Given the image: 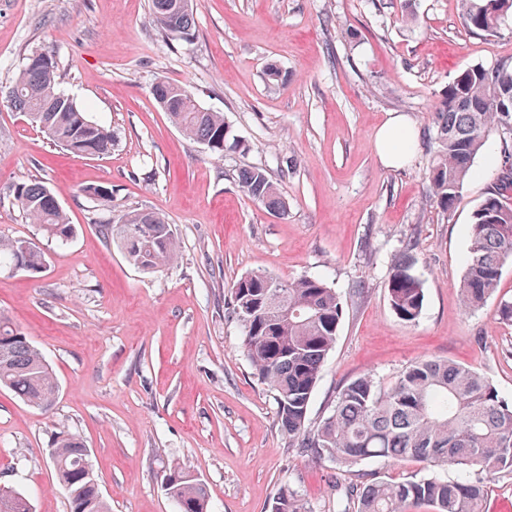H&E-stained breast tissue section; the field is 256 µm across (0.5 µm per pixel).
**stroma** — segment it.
Masks as SVG:
<instances>
[{
	"instance_id": "stroma-1",
	"label": "stroma",
	"mask_w": 512,
	"mask_h": 512,
	"mask_svg": "<svg viewBox=\"0 0 512 512\" xmlns=\"http://www.w3.org/2000/svg\"><path fill=\"white\" fill-rule=\"evenodd\" d=\"M192 7L191 36L171 41L150 23L149 0H0V89L29 55L50 51L59 89L114 136L108 155L75 156L0 97V237L27 240L48 260L34 275L0 268V315L42 350L59 383L47 412L0 388V488L27 494L32 512H68L49 465L63 431L90 448L112 512H175L163 484L174 462L205 483L211 512H270L286 485L314 512H339L337 482L421 475L412 462L342 472L289 447L230 314L231 287L251 272L322 274L346 303L309 425L328 415L342 384L369 372L387 387L425 357L474 368L512 402V322L498 316L512 301V262L474 313L456 290L499 135L448 213L428 199L432 147L415 145L400 169L375 149L391 114L406 115L416 134L433 132L439 96L460 71L512 61V19L485 37L463 25L459 0ZM271 66L281 72L275 85L265 79ZM160 81L223 113V155L171 122L151 93ZM248 167L265 169L286 213L243 195L238 174ZM34 180L74 226L66 245L14 201L16 186ZM134 210L160 213L176 233V256L160 271L130 264L99 231ZM410 239L425 292L413 324L397 318L387 291Z\"/></svg>"
}]
</instances>
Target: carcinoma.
<instances>
[{
  "label": "carcinoma",
  "mask_w": 512,
  "mask_h": 512,
  "mask_svg": "<svg viewBox=\"0 0 512 512\" xmlns=\"http://www.w3.org/2000/svg\"><path fill=\"white\" fill-rule=\"evenodd\" d=\"M150 0L149 20L169 40L192 35L193 10L177 16L166 4ZM461 19L473 34L494 36L512 0H460ZM168 111L189 139L215 143L210 151L223 155L224 114L201 108L185 88ZM15 109L37 115L53 129L54 144L76 154L103 156L112 149V134L88 119L73 98L61 92L55 63L36 65L27 57L15 82ZM512 124V62L472 66L448 83L434 115L435 159L429 170L430 200L451 212L467 181L475 175L474 160L493 132ZM242 192L272 211H285L277 185L262 168L238 175ZM15 202L30 223L66 243L74 228L52 191L40 181L15 190ZM105 238L116 242L127 260L153 272L173 260L177 242L170 224L155 212L132 211L114 224H100ZM415 244L407 242L394 260L387 284L390 306L397 317L413 323L424 307L423 281L414 273ZM512 260V150L503 149L496 176L474 211L467 259L458 284L462 310L481 308L495 292L502 268ZM46 255L25 240L0 238V267L29 274L46 266ZM232 317L242 329L241 348L253 375L273 395L276 418L289 445L300 453L327 460L338 469L382 460L413 461L430 467L458 468L460 479L432 472L403 481L381 479L346 488L351 512H404L411 501L426 502L434 512H480L486 481L512 475V403L503 399L485 376L446 359L424 358L406 366L388 388L371 374L343 384L319 425L311 428L307 414L313 393L343 319L342 297L320 275L292 281L265 272L241 277L234 285ZM0 387L27 405L50 410L58 383L42 352L8 318L0 317ZM86 444L81 436L59 432L52 438L50 465L68 495L69 512H111L107 500L85 470ZM164 479L178 512H208L206 486L178 464ZM274 504L281 512H312L290 486ZM0 512H32L28 496L0 494Z\"/></svg>",
  "instance_id": "cac0c4a2"
}]
</instances>
